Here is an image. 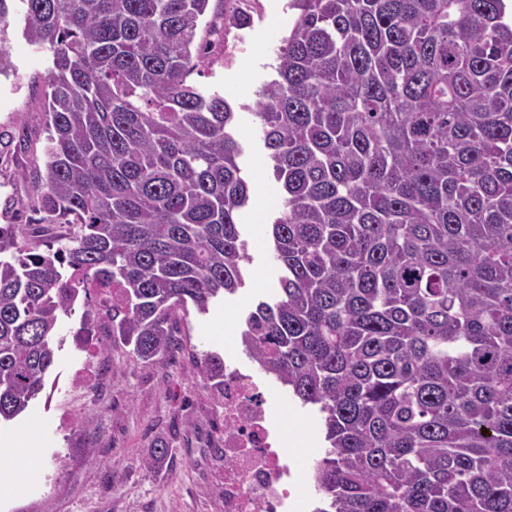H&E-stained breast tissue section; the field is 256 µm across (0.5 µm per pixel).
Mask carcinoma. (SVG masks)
Listing matches in <instances>:
<instances>
[{"mask_svg": "<svg viewBox=\"0 0 512 512\" xmlns=\"http://www.w3.org/2000/svg\"><path fill=\"white\" fill-rule=\"evenodd\" d=\"M16 1L47 56L45 137L0 129L27 189L0 212V423L43 390L79 299L76 335L104 313L112 342L159 362L188 306L235 294L251 261L234 112L187 81L224 46L208 37L250 16L235 0L206 24L211 0H0V75ZM290 7L254 102L282 189L279 275L243 313L244 351L319 412L315 512H512V6ZM114 287L118 303H90ZM199 368L224 383L220 355Z\"/></svg>", "mask_w": 512, "mask_h": 512, "instance_id": "carcinoma-1", "label": "carcinoma"}]
</instances>
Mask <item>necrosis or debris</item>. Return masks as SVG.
Here are the masks:
<instances>
[{
	"label": "necrosis or debris",
	"instance_id": "obj_1",
	"mask_svg": "<svg viewBox=\"0 0 512 512\" xmlns=\"http://www.w3.org/2000/svg\"><path fill=\"white\" fill-rule=\"evenodd\" d=\"M213 397L224 425L202 445L224 459V512H293L285 443L259 383L228 363Z\"/></svg>",
	"mask_w": 512,
	"mask_h": 512
}]
</instances>
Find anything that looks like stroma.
I'll use <instances>...</instances> for the list:
<instances>
[{"mask_svg":"<svg viewBox=\"0 0 512 512\" xmlns=\"http://www.w3.org/2000/svg\"><path fill=\"white\" fill-rule=\"evenodd\" d=\"M261 2L264 12L244 29L234 64H225L223 53L217 51L190 76L198 87L224 94L243 135L240 163L249 184V202L239 222L252 258L244 287L213 303L207 314L189 312L182 323V350L156 363L140 361L99 330L85 347H78L79 316L63 318V347L29 408L39 419L36 433L23 438L19 419L0 429V440L33 448L36 470L21 493L0 495V512H221L224 463L205 459L196 443L203 418L217 416L218 410L208 404L210 388L195 358L211 351L258 373L240 342L222 344L213 330L218 321L227 320L235 331H242L243 311L251 302L269 297L276 283L269 229L280 190L253 106L256 91L276 76V50L291 27L293 13L288 0ZM8 49L17 73L0 79V125L19 138L42 136L40 102L26 82L44 71L45 58L18 33ZM88 365L95 369V381L76 387L73 372ZM271 404L278 418L291 416L301 424L305 445L292 458L312 465L324 448L323 428L312 408L301 407L284 391L275 394ZM159 442L172 448V457L148 468L145 458Z\"/></svg>","mask_w":512,"mask_h":512,"instance_id":"35a3bbf8","label":"stroma"}]
</instances>
